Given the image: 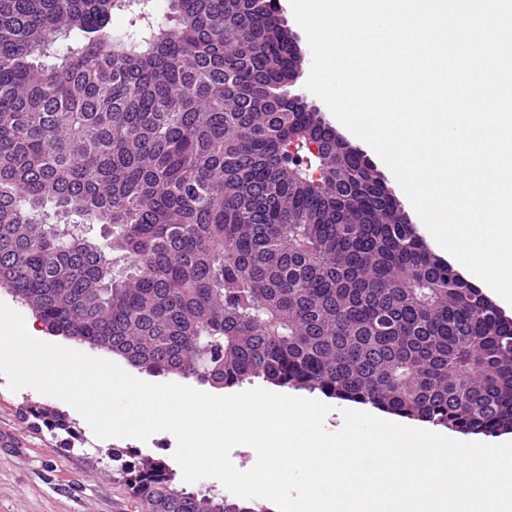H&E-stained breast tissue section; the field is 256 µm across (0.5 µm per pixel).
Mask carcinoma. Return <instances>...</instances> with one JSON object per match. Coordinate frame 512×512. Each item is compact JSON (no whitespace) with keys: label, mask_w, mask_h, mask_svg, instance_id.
I'll return each instance as SVG.
<instances>
[{"label":"carcinoma","mask_w":512,"mask_h":512,"mask_svg":"<svg viewBox=\"0 0 512 512\" xmlns=\"http://www.w3.org/2000/svg\"><path fill=\"white\" fill-rule=\"evenodd\" d=\"M168 2L0 0V286L159 376L512 432V318L290 93L273 0ZM120 475L150 512L218 509L164 462Z\"/></svg>","instance_id":"carcinoma-1"}]
</instances>
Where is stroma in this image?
I'll use <instances>...</instances> for the list:
<instances>
[{"label": "stroma", "mask_w": 512, "mask_h": 512, "mask_svg": "<svg viewBox=\"0 0 512 512\" xmlns=\"http://www.w3.org/2000/svg\"><path fill=\"white\" fill-rule=\"evenodd\" d=\"M64 414L67 430H49L28 406ZM0 512H146L118 471L130 458L173 463L168 432L141 442L97 438L71 406L26 387L11 391L0 376Z\"/></svg>", "instance_id": "obj_1"}]
</instances>
